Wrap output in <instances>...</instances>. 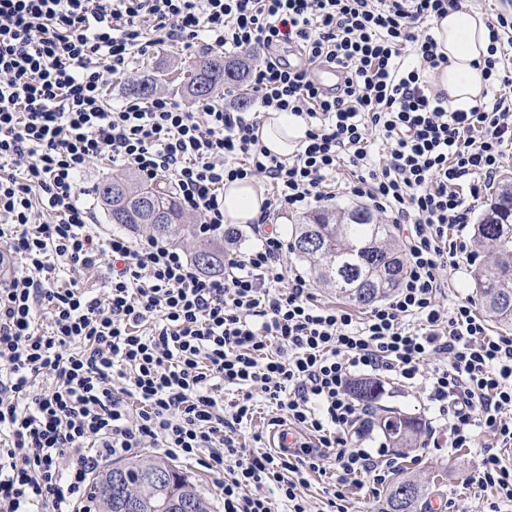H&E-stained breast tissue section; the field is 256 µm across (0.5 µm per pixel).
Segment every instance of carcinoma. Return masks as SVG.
I'll use <instances>...</instances> for the list:
<instances>
[{
    "label": "carcinoma",
    "instance_id": "obj_1",
    "mask_svg": "<svg viewBox=\"0 0 512 512\" xmlns=\"http://www.w3.org/2000/svg\"><path fill=\"white\" fill-rule=\"evenodd\" d=\"M192 73L188 93L210 97L226 88L239 90L240 103H249L243 83L248 64L244 58L204 56L188 64ZM96 194L106 207L111 223L124 228L146 227L156 240L196 235L201 217L194 222L185 214L169 188L133 178H113L97 186ZM477 244L496 255L493 267L474 272L476 293L485 312L502 329L512 330V176L500 179L479 223L474 225ZM289 250L309 263L311 273L336 293L358 306L389 297L402 283L407 267L393 239L391 225L375 220L365 205L339 212L307 215L291 227ZM193 260L203 270L224 272V252L201 251ZM353 394L367 401L379 398L382 388L375 380H360ZM378 424L397 448L415 444L421 423L413 417L381 418ZM123 480L137 486L136 512H211L204 494L174 465L152 458L124 464ZM116 472L108 469L94 479L93 494L100 512H119L111 486ZM427 491L412 479L402 478L387 490L377 512H422Z\"/></svg>",
    "mask_w": 512,
    "mask_h": 512
}]
</instances>
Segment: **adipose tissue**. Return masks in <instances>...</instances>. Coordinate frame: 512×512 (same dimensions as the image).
<instances>
[{"label": "adipose tissue", "mask_w": 512, "mask_h": 512, "mask_svg": "<svg viewBox=\"0 0 512 512\" xmlns=\"http://www.w3.org/2000/svg\"><path fill=\"white\" fill-rule=\"evenodd\" d=\"M432 34L448 59L447 67L434 74L436 90L447 93L449 104L463 108L483 92L484 62L489 56L487 20L467 5L449 7L434 18ZM305 134L304 124L285 112H268L257 131L260 143L281 159L295 154ZM265 201L264 189L250 179L224 186V221L249 224L256 221Z\"/></svg>", "instance_id": "adipose-tissue-1"}]
</instances>
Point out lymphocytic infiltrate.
<instances>
[{
  "label": "lymphocytic infiltrate",
  "instance_id": "lymphocytic-infiltrate-1",
  "mask_svg": "<svg viewBox=\"0 0 512 512\" xmlns=\"http://www.w3.org/2000/svg\"><path fill=\"white\" fill-rule=\"evenodd\" d=\"M450 0H0V260H17L0 289V512H96L90 493L103 462L152 446L172 460L225 471L224 512H308V476L336 466L337 483L382 487L397 467L388 444L348 447L369 416L351 384L384 373L423 384L462 448L491 432L474 478L512 502V338L491 336L472 302L442 307L439 272L479 198L512 149V109L480 97L449 109L422 72L447 57L426 24ZM490 88L512 86L503 56L512 16L487 23ZM216 51L266 50L249 82L257 112L168 95L108 104L106 76L166 42ZM342 73L322 93L312 68ZM306 126L291 160L260 145L261 110ZM387 151L383 168L375 147ZM358 170L354 196L408 222L407 273L366 316L313 303L301 276L275 266L286 243L259 236L221 276L180 248L115 235L95 245L90 188L79 179L106 159L143 180L170 179L199 232L224 230V184L263 178L259 224L320 200L341 158ZM113 264L104 294L59 287L58 266ZM50 328L42 330L41 315ZM430 372H423L426 361ZM54 379L51 392L31 381ZM264 397L316 445L254 453L238 442ZM137 410H129L128 399ZM334 456H327V449Z\"/></svg>",
  "mask_w": 512,
  "mask_h": 512
}]
</instances>
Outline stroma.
<instances>
[{
  "label": "stroma",
  "mask_w": 512,
  "mask_h": 512,
  "mask_svg": "<svg viewBox=\"0 0 512 512\" xmlns=\"http://www.w3.org/2000/svg\"><path fill=\"white\" fill-rule=\"evenodd\" d=\"M205 43L184 48L176 43L153 48L148 56L133 64L129 73L110 78L107 85L109 101L118 103L134 99L137 82H154L158 92L174 97L181 103H189L185 92L190 75L189 61L209 54ZM450 237L461 238L467 244L464 253L455 256L454 266L441 270L440 276L445 288L440 297L444 305H452L464 299H475L472 272L479 263H488L487 252L481 251L474 240L472 228H451ZM383 392L372 403L371 413L395 412L417 418L425 428L417 438L415 447L401 449V459L394 473L395 478H410L420 482L427 490L428 502L439 503L441 512H512V503L504 501L493 488H481L473 484L472 478L480 466L485 446L494 442L486 432L478 433L476 444L470 448L451 447L448 427L437 423L435 430H428L432 416L429 411L427 394L421 387H399L396 380L383 379ZM278 412L267 402H259L251 423L240 432L239 440L247 450L264 452L272 449L274 420ZM333 473L313 474L300 494L309 504L312 512H329V489H336L343 497L348 512H376L383 499V492L372 491L365 479L351 480L335 485Z\"/></svg>",
  "instance_id": "35a3bbf8"
}]
</instances>
